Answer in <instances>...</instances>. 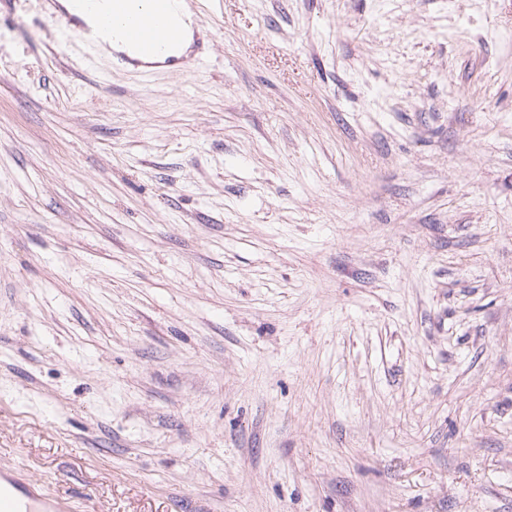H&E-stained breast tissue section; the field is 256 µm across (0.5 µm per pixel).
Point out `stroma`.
Masks as SVG:
<instances>
[{
	"instance_id": "35a3bbf8",
	"label": "stroma",
	"mask_w": 512,
	"mask_h": 512,
	"mask_svg": "<svg viewBox=\"0 0 512 512\" xmlns=\"http://www.w3.org/2000/svg\"><path fill=\"white\" fill-rule=\"evenodd\" d=\"M0 0V469L68 512H512V0H224L129 74Z\"/></svg>"
}]
</instances>
